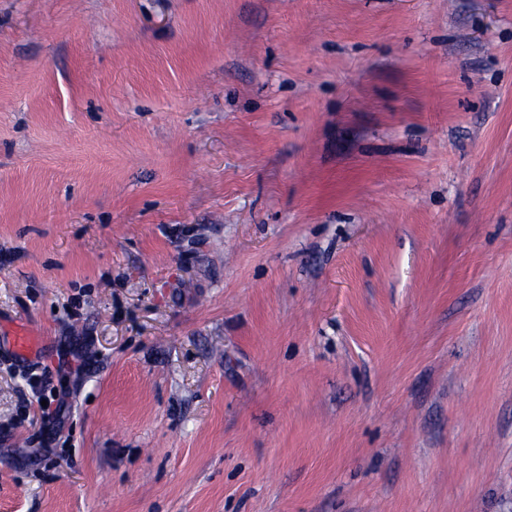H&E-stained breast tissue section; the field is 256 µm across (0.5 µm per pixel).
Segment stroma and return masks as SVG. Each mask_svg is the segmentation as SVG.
Returning <instances> with one entry per match:
<instances>
[{"mask_svg":"<svg viewBox=\"0 0 512 512\" xmlns=\"http://www.w3.org/2000/svg\"><path fill=\"white\" fill-rule=\"evenodd\" d=\"M11 323L0 512H512V0H0ZM39 337L26 327L16 330L11 338L12 354L20 359H26L36 349Z\"/></svg>","mask_w":512,"mask_h":512,"instance_id":"1","label":"stroma"}]
</instances>
